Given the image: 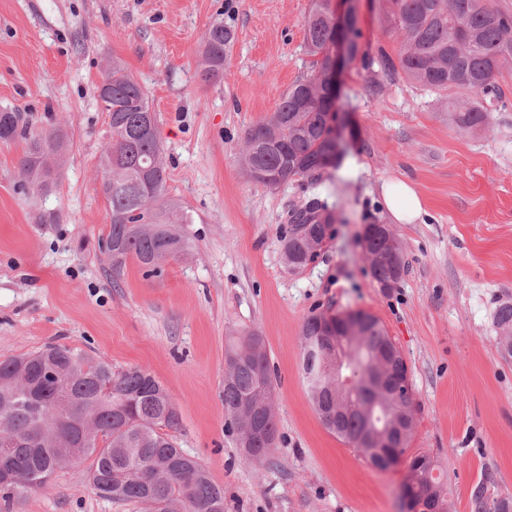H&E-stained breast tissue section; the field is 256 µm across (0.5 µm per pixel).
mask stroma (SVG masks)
<instances>
[{"label":"stroma","instance_id":"35a3bbf8","mask_svg":"<svg viewBox=\"0 0 512 512\" xmlns=\"http://www.w3.org/2000/svg\"><path fill=\"white\" fill-rule=\"evenodd\" d=\"M359 43L396 55L383 0H356ZM311 0H0V109L28 114L33 133L67 122L70 145L48 189L27 188L25 145L0 142V361L62 343L142 368L181 419L174 441L224 488V512H404L405 467L373 469L328 432L300 371L299 331L314 312L376 316L401 351L417 410L407 457L439 463L453 512H472L479 482L512 498V357L494 327L512 295V69L489 127L448 118L461 88L429 91L404 74L348 66L340 111L348 151L319 181L269 188L240 163L248 129L314 69L304 45ZM234 41L216 79L200 61L205 33ZM121 60L147 95L162 144L166 197L187 217L188 255L150 273L128 263L113 284L101 248L109 229L99 157L108 114L98 86ZM415 185L421 222L396 224L382 186ZM327 202L334 222L301 271L284 268L280 238L294 210ZM392 224L409 263L398 288L377 287L365 260L368 224ZM264 336L277 377L276 449L257 466L224 415V343ZM90 460L25 492L19 512H141L89 484Z\"/></svg>","mask_w":512,"mask_h":512}]
</instances>
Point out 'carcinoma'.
<instances>
[{
    "label": "carcinoma",
    "instance_id": "1",
    "mask_svg": "<svg viewBox=\"0 0 512 512\" xmlns=\"http://www.w3.org/2000/svg\"><path fill=\"white\" fill-rule=\"evenodd\" d=\"M387 30L400 43L397 56L381 53L383 73L403 72L429 90L463 87L491 101L499 98L495 76L512 64V12L494 8L490 0H387ZM329 0H314L304 20L305 44L316 58L314 71L292 84L279 107L253 125L242 145L240 161L247 175L260 184L276 174L282 182L295 177L316 180L336 168L331 138L332 87L323 62L338 43L332 40ZM233 33L212 28L204 36L202 76L212 79L224 69V57ZM101 84L111 89L103 100L110 135L100 167L101 193L110 217L104 247L112 260V282L124 275L127 262L153 272L170 258L188 254L189 241L182 225L187 220L165 202V171L156 116L150 115L146 96L122 62L112 61ZM452 122L461 130L489 124L488 110L478 102L459 104ZM0 140H23L27 149L21 169L28 181L49 186L53 166L63 158L67 133L58 125L40 136L30 134L29 120L16 109L0 110ZM326 204L312 199L295 214L282 236L285 267L295 272L312 261L311 240L326 238L332 220L322 219ZM365 251L375 256L373 278L389 274L402 278L406 262L399 253L396 266L386 258V242L375 232L363 235ZM357 348L362 360H347L342 373L352 382L348 410L336 414V372L318 373L319 358L308 350L310 340L326 334L323 346H340L341 338L326 320L338 316L314 313L300 330V369L309 397L324 427L345 443L366 428L357 405L368 400L363 385L364 365L391 352L401 368L406 362L379 319L363 311ZM494 324L502 353L512 356V299L499 301ZM224 414L243 454L266 464L276 447L277 423L269 412L267 392L274 391L269 357L262 336L252 332L225 348ZM66 390L71 417L57 420V387ZM171 396L149 372L139 367L121 371L65 344H50L38 351L0 361V425L21 442L16 453L0 461V512H14L21 494L48 486L63 467L60 449L77 437V424L91 420L96 437L83 456L92 459L88 477L97 493L143 506L144 512H224V488L215 484L204 465L178 448L169 431L180 427V416L170 410ZM411 396L388 398L375 410L380 425L409 413ZM408 469L412 481L404 490L423 512H449L448 486L434 476L437 461L429 455L413 457Z\"/></svg>",
    "mask_w": 512,
    "mask_h": 512
}]
</instances>
